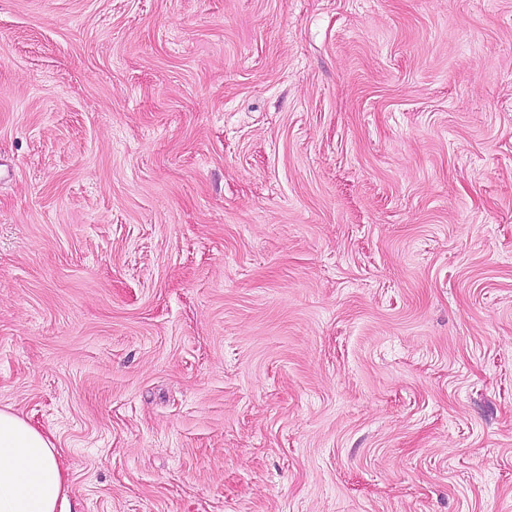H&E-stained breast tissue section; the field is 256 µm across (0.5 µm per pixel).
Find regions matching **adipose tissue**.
I'll use <instances>...</instances> for the list:
<instances>
[{
  "mask_svg": "<svg viewBox=\"0 0 512 512\" xmlns=\"http://www.w3.org/2000/svg\"><path fill=\"white\" fill-rule=\"evenodd\" d=\"M67 474L52 439L0 409V512H57Z\"/></svg>",
  "mask_w": 512,
  "mask_h": 512,
  "instance_id": "ef3b65f1",
  "label": "adipose tissue"
}]
</instances>
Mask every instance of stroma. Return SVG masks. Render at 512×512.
Segmentation results:
<instances>
[{
    "label": "stroma",
    "mask_w": 512,
    "mask_h": 512,
    "mask_svg": "<svg viewBox=\"0 0 512 512\" xmlns=\"http://www.w3.org/2000/svg\"><path fill=\"white\" fill-rule=\"evenodd\" d=\"M69 512H512V0H0V408Z\"/></svg>",
    "instance_id": "1"
}]
</instances>
